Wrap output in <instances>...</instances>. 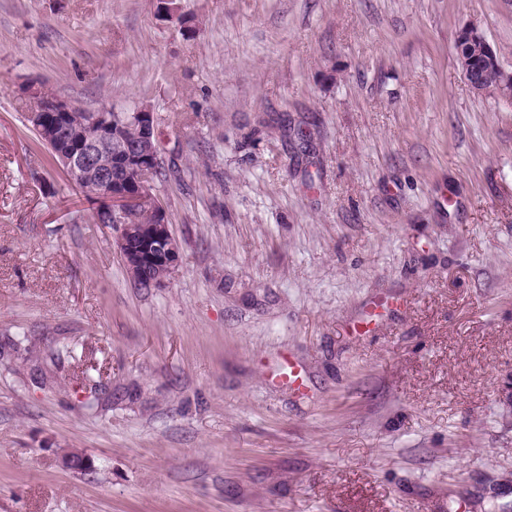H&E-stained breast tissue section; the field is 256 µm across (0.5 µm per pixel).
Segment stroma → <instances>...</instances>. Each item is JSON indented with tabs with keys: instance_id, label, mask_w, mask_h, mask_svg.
<instances>
[{
	"instance_id": "1",
	"label": "stroma",
	"mask_w": 512,
	"mask_h": 512,
	"mask_svg": "<svg viewBox=\"0 0 512 512\" xmlns=\"http://www.w3.org/2000/svg\"><path fill=\"white\" fill-rule=\"evenodd\" d=\"M180 5L0 0V512L512 505V103L455 51L476 27L512 71V0ZM32 84L155 113L165 287L27 127Z\"/></svg>"
}]
</instances>
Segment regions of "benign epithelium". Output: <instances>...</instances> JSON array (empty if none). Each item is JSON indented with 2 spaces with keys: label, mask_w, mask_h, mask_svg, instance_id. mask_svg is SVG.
<instances>
[{
  "label": "benign epithelium",
  "mask_w": 512,
  "mask_h": 512,
  "mask_svg": "<svg viewBox=\"0 0 512 512\" xmlns=\"http://www.w3.org/2000/svg\"><path fill=\"white\" fill-rule=\"evenodd\" d=\"M465 38L472 58L468 83L479 92L491 91L501 98H512V73L503 69L486 40L475 27L467 28ZM492 68L497 79L488 83L485 72ZM29 103L26 109L31 127L55 145L59 163L71 183L100 201L96 212L104 213L118 225L113 245L126 272L138 287L147 284L161 288L171 279L181 262L179 243L173 236L168 214L157 202L147 222L139 219L141 196L148 188L146 180L163 165L156 139V116L138 106L125 113L126 120L139 130L134 143L117 139L112 109L103 107L86 112L81 124L72 122V113L81 108L58 97L47 98L30 86L22 91ZM62 465L72 471H88L93 462L86 454L71 450L61 457Z\"/></svg>",
  "instance_id": "7a95c632"
}]
</instances>
